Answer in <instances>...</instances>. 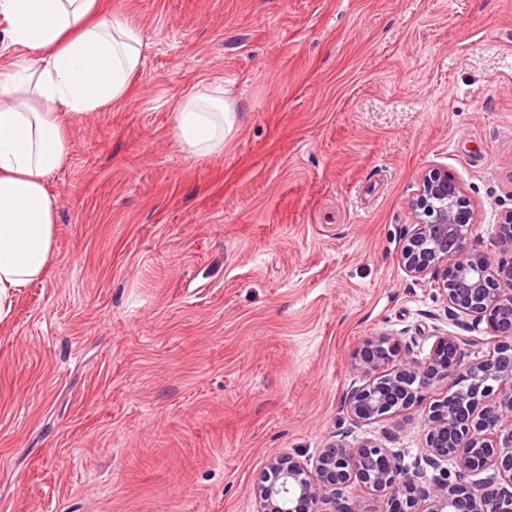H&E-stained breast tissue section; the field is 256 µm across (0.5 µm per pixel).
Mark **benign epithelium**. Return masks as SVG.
I'll use <instances>...</instances> for the list:
<instances>
[{
  "instance_id": "benign-epithelium-1",
  "label": "benign epithelium",
  "mask_w": 512,
  "mask_h": 512,
  "mask_svg": "<svg viewBox=\"0 0 512 512\" xmlns=\"http://www.w3.org/2000/svg\"><path fill=\"white\" fill-rule=\"evenodd\" d=\"M410 208L414 229L398 255L409 277L437 289L463 329L486 324L498 340L471 358V340L436 334L423 362L397 361L403 340L369 336L344 408L354 423L425 406L426 448L414 469L376 441H328L312 465L290 453L270 458L259 481L256 512H364L353 484L386 499L387 512H512V213L498 231L495 260L471 247L475 210L442 168L421 177ZM440 389L438 398L428 394ZM446 462L456 480L427 478ZM487 473L479 484L466 481Z\"/></svg>"
}]
</instances>
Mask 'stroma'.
<instances>
[{
  "label": "stroma",
  "instance_id": "obj_1",
  "mask_svg": "<svg viewBox=\"0 0 512 512\" xmlns=\"http://www.w3.org/2000/svg\"><path fill=\"white\" fill-rule=\"evenodd\" d=\"M133 95L79 116L55 255L0 323V512H255L271 456L328 438L413 463L424 410L351 424L365 338L460 333L397 254L448 169L498 255L512 210V0H112ZM220 84L224 150L172 126Z\"/></svg>",
  "mask_w": 512,
  "mask_h": 512
}]
</instances>
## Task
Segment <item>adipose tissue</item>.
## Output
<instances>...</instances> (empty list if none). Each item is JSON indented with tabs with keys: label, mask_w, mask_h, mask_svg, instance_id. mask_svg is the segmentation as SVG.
Wrapping results in <instances>:
<instances>
[{
	"label": "adipose tissue",
	"mask_w": 512,
	"mask_h": 512,
	"mask_svg": "<svg viewBox=\"0 0 512 512\" xmlns=\"http://www.w3.org/2000/svg\"><path fill=\"white\" fill-rule=\"evenodd\" d=\"M12 45L27 57L0 69V322L53 253L58 201L47 188L72 150L75 119L126 101L142 67V35L110 0H0ZM234 123L223 86L191 87L173 138L202 159Z\"/></svg>",
	"instance_id": "ef3b65f1"
}]
</instances>
